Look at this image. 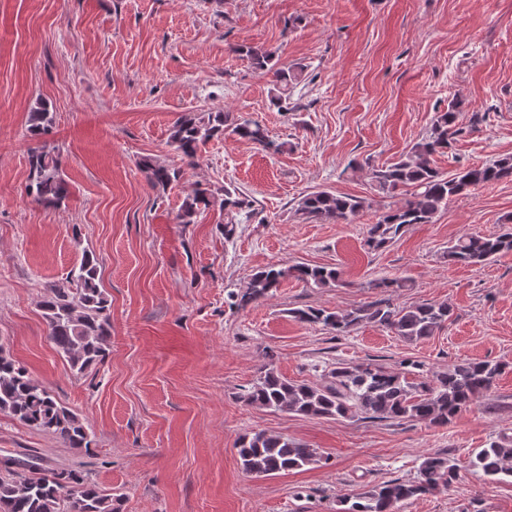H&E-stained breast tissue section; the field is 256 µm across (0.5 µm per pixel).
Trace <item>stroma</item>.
Listing matches in <instances>:
<instances>
[{
  "label": "stroma",
  "mask_w": 512,
  "mask_h": 512,
  "mask_svg": "<svg viewBox=\"0 0 512 512\" xmlns=\"http://www.w3.org/2000/svg\"><path fill=\"white\" fill-rule=\"evenodd\" d=\"M250 43L304 64L287 110L270 76L236 53ZM54 116L66 198L27 196L28 111ZM461 102L460 136L434 164L443 173L512 155V0H0V344L95 433L91 452L0 414V455L32 453L42 468L81 464L120 512H338L381 482L414 479L443 453L459 479L400 512H512V477H486L471 455L512 439V252L477 266L447 250L468 233L512 231V181L471 190L432 223L412 224L368 253L369 224L394 205L370 168L397 161L437 113ZM227 112L287 143L281 153L225 136L182 165L168 142L182 114ZM182 166L172 189H152L143 159ZM237 188L253 215L225 239L220 212L175 220L196 185ZM366 198L351 224L311 223L301 196ZM99 259L111 301L104 364L77 375L47 339L38 306L82 251ZM271 264L338 268L343 286L285 281L244 308L229 291ZM405 279L383 294L374 283ZM389 297L398 306L446 302L452 319L410 343L370 324L336 335L293 310H346ZM463 360L504 364L494 388L445 426L332 420L238 400L261 366L329 382L339 363L432 376ZM285 434L320 463L266 477L236 454L247 432Z\"/></svg>",
  "instance_id": "obj_1"
}]
</instances>
